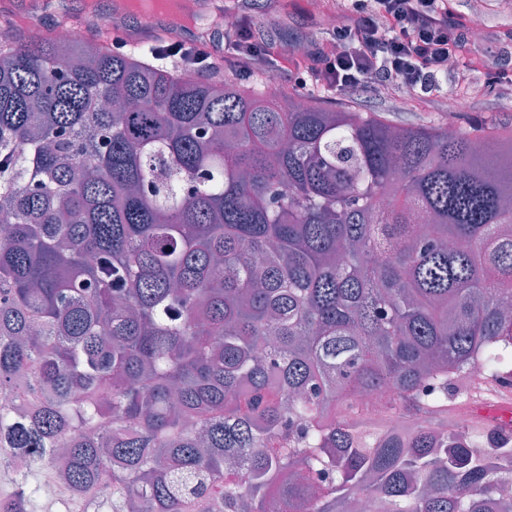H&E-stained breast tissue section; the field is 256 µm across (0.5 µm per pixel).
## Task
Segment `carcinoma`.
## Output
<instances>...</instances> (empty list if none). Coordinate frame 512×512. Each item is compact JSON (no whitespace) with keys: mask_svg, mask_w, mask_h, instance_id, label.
Listing matches in <instances>:
<instances>
[{"mask_svg":"<svg viewBox=\"0 0 512 512\" xmlns=\"http://www.w3.org/2000/svg\"><path fill=\"white\" fill-rule=\"evenodd\" d=\"M512 135L204 80L0 15V512H512ZM403 433L363 429L362 393Z\"/></svg>","mask_w":512,"mask_h":512,"instance_id":"cac0c4a2","label":"carcinoma"}]
</instances>
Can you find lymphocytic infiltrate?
<instances>
[{
    "instance_id": "lymphocytic-infiltrate-1",
    "label": "lymphocytic infiltrate",
    "mask_w": 512,
    "mask_h": 512,
    "mask_svg": "<svg viewBox=\"0 0 512 512\" xmlns=\"http://www.w3.org/2000/svg\"><path fill=\"white\" fill-rule=\"evenodd\" d=\"M488 7L489 0H471L463 13L455 0H350L348 21L335 38L282 54L277 74L284 80L301 73L312 87L340 97L427 104L439 80H449L455 92L468 72L483 66V59H464L462 48ZM233 14V24L163 46V53L179 58L185 72L195 76L214 75L227 56L242 74L266 71L278 53L271 29L251 18L244 0Z\"/></svg>"
}]
</instances>
